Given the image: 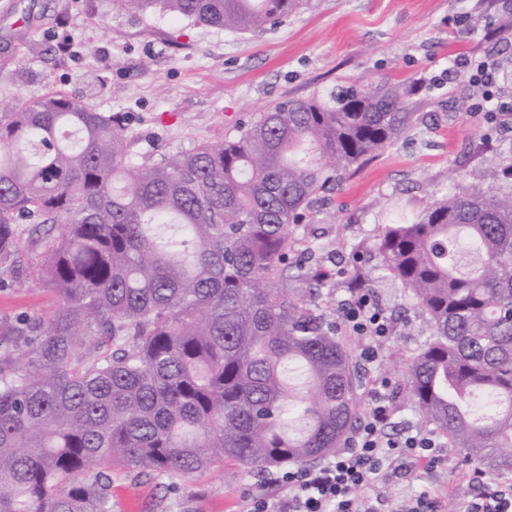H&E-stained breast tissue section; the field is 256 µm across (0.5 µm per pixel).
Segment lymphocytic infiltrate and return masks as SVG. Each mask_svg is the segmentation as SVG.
<instances>
[{
	"mask_svg": "<svg viewBox=\"0 0 512 512\" xmlns=\"http://www.w3.org/2000/svg\"><path fill=\"white\" fill-rule=\"evenodd\" d=\"M341 312L348 331L361 343L365 362L378 364L391 324L368 289L355 288ZM367 411L346 448L314 468H288L271 481L284 490L281 498L256 494L243 512H383L386 487L411 464L435 469L443 462L435 435L420 429L398 437L386 430L394 415L386 380L373 377L366 390Z\"/></svg>",
	"mask_w": 512,
	"mask_h": 512,
	"instance_id": "lymphocytic-infiltrate-1",
	"label": "lymphocytic infiltrate"
}]
</instances>
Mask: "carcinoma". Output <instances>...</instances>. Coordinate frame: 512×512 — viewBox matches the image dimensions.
<instances>
[{"label":"carcinoma","instance_id":"1","mask_svg":"<svg viewBox=\"0 0 512 512\" xmlns=\"http://www.w3.org/2000/svg\"><path fill=\"white\" fill-rule=\"evenodd\" d=\"M241 33L310 0H110ZM413 113L389 80L286 99L219 144L131 153L123 112L56 91L0 106V274L32 225L49 318L0 320V512H112L110 475H259L332 456L370 371L309 302L330 268L284 261L288 228ZM512 147L487 187L377 229L374 252L430 338L407 367L419 418L512 477Z\"/></svg>","mask_w":512,"mask_h":512}]
</instances>
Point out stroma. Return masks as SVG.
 <instances>
[{"label": "stroma", "instance_id": "stroma-1", "mask_svg": "<svg viewBox=\"0 0 512 512\" xmlns=\"http://www.w3.org/2000/svg\"><path fill=\"white\" fill-rule=\"evenodd\" d=\"M512 25L503 0H312L284 25L255 33L193 26L166 15L137 18L111 10L107 0H0V95L27 98L61 90L127 113L139 158L156 160L200 143L217 144L272 104L302 98L350 81L384 79L414 86L407 102L411 128L395 144L353 165L317 203L309 220L293 226L296 258L335 268L316 305L348 331L340 310L348 300L346 272L352 245L372 239L378 225L413 217L446 194L485 184L497 149L512 145V131L472 114L481 87L449 81L456 53L488 56L502 67L494 97L512 99ZM33 40L18 49L20 31ZM73 42L75 52L61 55ZM24 271L0 288V318L50 317L58 296L40 277L39 250L21 235ZM428 336L415 311L403 312L383 348L380 369L396 400L391 435L419 427L405 375ZM432 472L415 466L394 492L478 484L454 449ZM112 512H241L260 490H283L265 477L243 476L233 465L188 478L137 474L113 465Z\"/></svg>", "mask_w": 512, "mask_h": 512}]
</instances>
